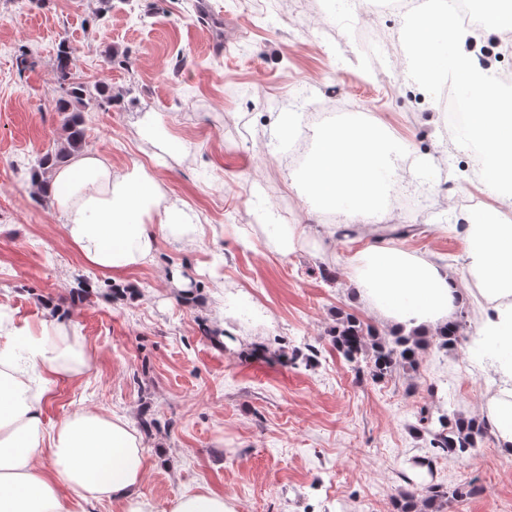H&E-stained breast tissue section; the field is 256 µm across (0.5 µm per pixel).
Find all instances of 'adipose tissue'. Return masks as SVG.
<instances>
[{
    "mask_svg": "<svg viewBox=\"0 0 512 512\" xmlns=\"http://www.w3.org/2000/svg\"><path fill=\"white\" fill-rule=\"evenodd\" d=\"M409 143L376 128L349 125L325 130L304 181L314 196L354 216L370 213L385 190L391 154H411ZM52 200L69 240L104 273L152 262L158 233H195L185 203H164L160 180L135 164L117 171L91 152L54 170ZM467 238L483 293L495 308L486 331L512 336V224L467 217ZM360 293L388 323L421 332L450 322L463 296L447 266L378 241L355 256ZM0 512H72L62 488L82 500L107 499L119 512H156L141 491L145 458L129 422L81 409L55 425L44 417L52 386L76 380L93 367L86 344L63 325L18 331L0 317ZM500 451L512 456V390L492 397L482 414Z\"/></svg>",
    "mask_w": 512,
    "mask_h": 512,
    "instance_id": "adipose-tissue-1",
    "label": "adipose tissue"
}]
</instances>
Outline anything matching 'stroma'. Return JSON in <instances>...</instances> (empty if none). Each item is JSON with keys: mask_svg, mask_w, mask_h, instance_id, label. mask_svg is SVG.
Returning a JSON list of instances; mask_svg holds the SVG:
<instances>
[{"mask_svg": "<svg viewBox=\"0 0 512 512\" xmlns=\"http://www.w3.org/2000/svg\"><path fill=\"white\" fill-rule=\"evenodd\" d=\"M265 2L260 13L247 0H0V312L21 329L65 322L97 353L91 372L53 385L45 419L82 408L135 428L154 418L141 491L157 512L201 487L237 512H398L402 493L421 499L437 484L470 490L445 512H512V458L495 440L450 455L419 429L442 409L481 416L512 386L485 349L488 300L463 212L436 191L445 182L484 209L498 202L438 101L410 80L402 17L372 15L368 0ZM363 32L377 55L361 53ZM62 43L86 85L108 81L116 96L84 112L85 151L154 170L166 199L197 215L195 242L159 237L152 264L108 275L69 241L32 168L62 142ZM297 100L369 113L412 145L421 164L408 178L434 199L365 222L325 213L275 138ZM148 112L176 149L139 138ZM272 223L302 231L288 256L268 246ZM401 224L416 230L398 246L454 271L466 339L431 344L416 369L376 382L336 351L332 331L352 314L392 333L358 296L352 258ZM342 226L352 233L340 239Z\"/></svg>", "mask_w": 512, "mask_h": 512, "instance_id": "1", "label": "stroma"}]
</instances>
